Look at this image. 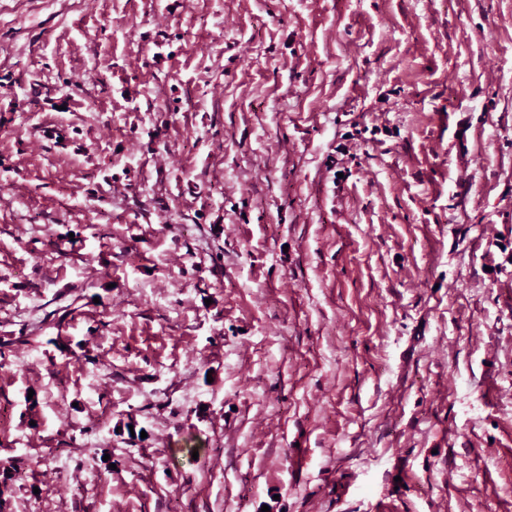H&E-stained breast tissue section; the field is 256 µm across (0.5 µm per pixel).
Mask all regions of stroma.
Listing matches in <instances>:
<instances>
[{"label":"stroma","instance_id":"35a3bbf8","mask_svg":"<svg viewBox=\"0 0 512 512\" xmlns=\"http://www.w3.org/2000/svg\"><path fill=\"white\" fill-rule=\"evenodd\" d=\"M11 7L0 512H512V0Z\"/></svg>","mask_w":512,"mask_h":512}]
</instances>
